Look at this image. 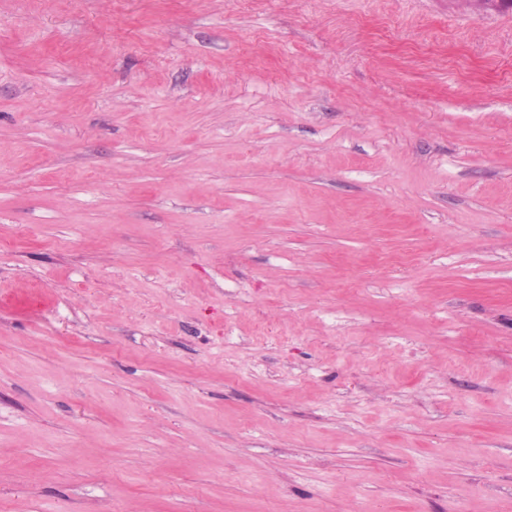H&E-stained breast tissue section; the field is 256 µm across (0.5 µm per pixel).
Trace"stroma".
Wrapping results in <instances>:
<instances>
[{"label": "stroma", "mask_w": 512, "mask_h": 512, "mask_svg": "<svg viewBox=\"0 0 512 512\" xmlns=\"http://www.w3.org/2000/svg\"><path fill=\"white\" fill-rule=\"evenodd\" d=\"M0 512H512V7L0 0Z\"/></svg>", "instance_id": "1"}]
</instances>
